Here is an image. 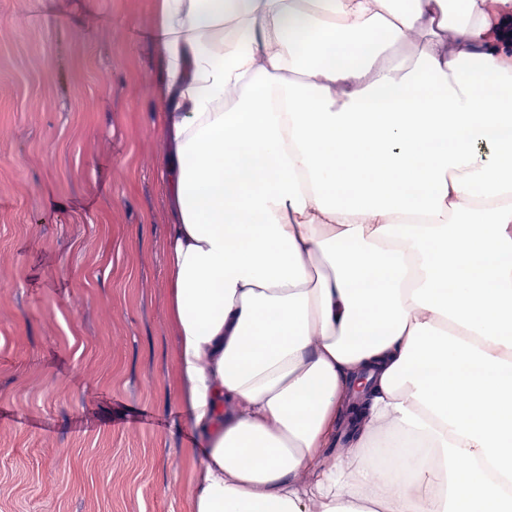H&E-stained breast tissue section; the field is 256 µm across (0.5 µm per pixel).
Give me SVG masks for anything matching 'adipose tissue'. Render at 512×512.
<instances>
[{
    "instance_id": "ef3b65f1",
    "label": "adipose tissue",
    "mask_w": 512,
    "mask_h": 512,
    "mask_svg": "<svg viewBox=\"0 0 512 512\" xmlns=\"http://www.w3.org/2000/svg\"><path fill=\"white\" fill-rule=\"evenodd\" d=\"M511 26L512 0H161L189 512H512ZM355 402L357 442L428 451L392 492L334 448Z\"/></svg>"
}]
</instances>
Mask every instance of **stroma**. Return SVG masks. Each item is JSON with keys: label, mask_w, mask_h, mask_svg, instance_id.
<instances>
[{"label": "stroma", "mask_w": 512, "mask_h": 512, "mask_svg": "<svg viewBox=\"0 0 512 512\" xmlns=\"http://www.w3.org/2000/svg\"><path fill=\"white\" fill-rule=\"evenodd\" d=\"M160 0H0V512H187Z\"/></svg>", "instance_id": "1"}]
</instances>
